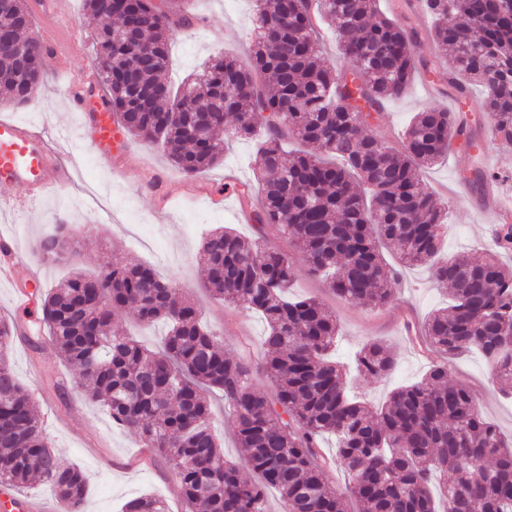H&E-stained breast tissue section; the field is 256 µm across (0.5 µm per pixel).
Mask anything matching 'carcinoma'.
Returning <instances> with one entry per match:
<instances>
[{"label":"carcinoma","instance_id":"obj_1","mask_svg":"<svg viewBox=\"0 0 512 512\" xmlns=\"http://www.w3.org/2000/svg\"><path fill=\"white\" fill-rule=\"evenodd\" d=\"M98 21L95 68L118 125L160 145L181 173L197 177L224 161L234 138L262 130L254 165L260 197L254 238L218 228L202 247L203 287L267 324L259 367L224 350L201 323V311L143 262L115 259L97 275L76 271L40 296L42 324L24 335L43 339L60 359L82 370L79 386L112 422L136 433L175 471L189 512H268L266 490L283 512H347L319 452L336 439V459L349 473L357 512H512V441L484 416L467 388L448 383V362L473 352L488 365L499 392L512 398V268L498 259L512 249L504 224L485 258H440L446 215L421 171L448 154L453 138L481 152L469 112L492 120L490 139L512 140V0H425L447 65H424L448 84L459 114L427 109L410 119L400 149L362 131L380 103L400 97L414 75L418 32L383 15L378 0H255L258 33L249 60L211 58L187 83L184 97L202 99L223 116L202 126L199 113L170 116L180 96L163 78L171 39L191 28L185 0H83ZM10 34L21 62L0 56V94L23 105L44 83L47 49L34 35L27 0H10ZM335 28L341 54L354 68L326 64L315 23ZM149 62L128 78L136 58ZM365 71L369 79L357 80ZM482 97L472 99L470 86ZM365 113L359 120L356 113ZM235 117L227 128L225 116ZM274 227L300 252L308 271L350 303L382 305L395 295L391 249L406 265L427 268L448 297L420 329L440 357L418 381L378 408L349 393L347 369L374 379L397 358L379 340L335 358L340 327L313 297L292 296L295 270L272 246ZM55 224L33 247L55 260L70 247ZM144 323L164 321L168 334L149 349L112 327L128 308ZM18 330L0 317V485L26 490L48 484L64 512H81L84 472L62 465L51 450L32 394L14 376L10 353ZM272 389L255 388V373ZM218 389L230 409L242 462L224 458L209 423L205 393ZM122 512H168L163 499L129 500Z\"/></svg>","mask_w":512,"mask_h":512}]
</instances>
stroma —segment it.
Masks as SVG:
<instances>
[{
    "mask_svg": "<svg viewBox=\"0 0 512 512\" xmlns=\"http://www.w3.org/2000/svg\"><path fill=\"white\" fill-rule=\"evenodd\" d=\"M188 7L200 23L178 36L172 45L166 78L174 84L219 54L247 58L251 47V0H188ZM379 7L389 17H408L424 34L417 43L418 60L437 61L435 45L425 36L433 21L429 15L417 14L414 0H380ZM34 22L39 27L48 26L51 38L65 53L60 57L47 54L45 82L35 97L20 107L0 104V118L50 126L72 154L77 172L69 187L31 207L26 206L21 188L0 185V200L11 203L10 208H0V235L13 237L18 251L28 258L34 242L51 225L70 226L74 237L69 255L60 262L35 264L47 289L70 271L95 272L118 256L150 263L195 300L205 322L222 334L231 353L260 363L261 340L266 333L264 319L216 301L200 282L199 265L202 239L209 229L226 225L244 238L254 235L252 226L241 218L237 198L229 194V184L253 181L256 139H236L223 163L200 177L182 174L159 148L126 136L108 149H90L79 139L80 117L68 105L67 90L73 80L95 72L91 33L97 22L83 14L81 0H68L63 19H49L38 13ZM453 97V91L434 79L412 78L400 98L385 101L367 132L401 146L414 112L425 108L447 110ZM486 130L483 123L476 127L478 138L486 142L481 155H472L458 145L447 158L422 173L438 205L450 210L445 252L472 260L485 256L498 227L495 210L481 204L485 184L476 179L475 166L494 173L499 202L512 205V143L487 142ZM117 165L140 171L141 179L113 180L112 169ZM156 172L179 182L187 198L158 208L145 183ZM268 239L294 263V294L315 296L335 313L340 325L338 359L349 360L362 343L374 339L384 341L396 354L397 368L385 378L348 376L353 394L379 407L395 388L425 374L430 359L406 336L405 325L423 322L432 310L446 306L447 298L424 269H402L395 297L384 307L344 303L323 281L309 274L295 247L273 232ZM10 362L16 377L34 393L37 412L59 461L79 466L87 476L83 512H121L125 502L144 494L167 500L170 512H184L186 505L169 464L143 448L138 435L114 425L99 404L80 395L74 386L80 376L77 367L59 362L51 347L35 353L20 342L15 343ZM448 379L467 386L486 418L505 437H512V400L499 395L479 355L449 362Z\"/></svg>",
    "mask_w": 512,
    "mask_h": 512,
    "instance_id": "stroma-1",
    "label": "stroma"
}]
</instances>
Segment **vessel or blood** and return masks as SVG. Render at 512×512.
<instances>
[{"label":"vessel or blood","instance_id":"1","mask_svg":"<svg viewBox=\"0 0 512 512\" xmlns=\"http://www.w3.org/2000/svg\"><path fill=\"white\" fill-rule=\"evenodd\" d=\"M116 123L109 105H102L94 115L88 145L99 149L111 144ZM73 167L65 162L60 147L50 136L36 127L0 119V183L23 188L29 201H36L59 192L72 179ZM25 261L12 247L11 238L0 236V279L16 283L15 306L26 307L30 294L19 285Z\"/></svg>","mask_w":512,"mask_h":512}]
</instances>
